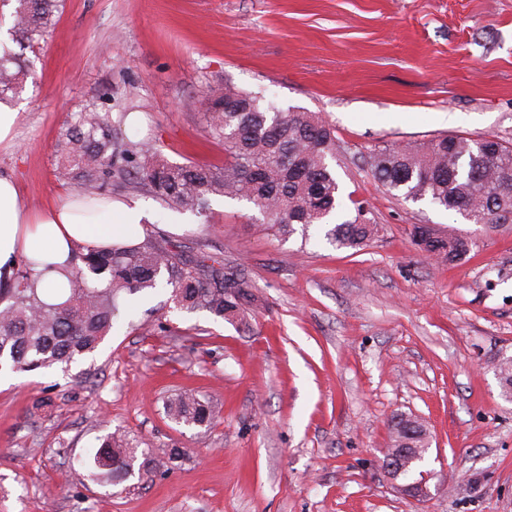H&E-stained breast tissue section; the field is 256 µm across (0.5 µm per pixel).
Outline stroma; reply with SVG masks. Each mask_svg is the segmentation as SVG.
Returning <instances> with one entry per match:
<instances>
[{
  "label": "stroma",
  "mask_w": 512,
  "mask_h": 512,
  "mask_svg": "<svg viewBox=\"0 0 512 512\" xmlns=\"http://www.w3.org/2000/svg\"><path fill=\"white\" fill-rule=\"evenodd\" d=\"M11 0L0 38L32 67L0 174L38 210L71 190L57 143L72 113L110 99L126 139L173 163L222 164L206 98L232 83L336 130L334 168L379 233L360 250L261 229L249 204L213 198L206 218L143 191L149 242L243 270L258 307L248 327L169 303L127 310L95 354L59 370L0 376V512H512V402L495 371L512 355V222L388 193L375 147L443 135L512 142V0H66L46 40L18 41ZM474 233L445 265L415 225ZM192 391L219 413L205 436L171 422ZM425 426L429 495L382 463L391 420ZM181 448L173 470L81 483L99 437Z\"/></svg>",
  "instance_id": "obj_1"
}]
</instances>
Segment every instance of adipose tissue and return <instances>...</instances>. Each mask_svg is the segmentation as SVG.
Instances as JSON below:
<instances>
[{"instance_id": "obj_1", "label": "adipose tissue", "mask_w": 512, "mask_h": 512, "mask_svg": "<svg viewBox=\"0 0 512 512\" xmlns=\"http://www.w3.org/2000/svg\"><path fill=\"white\" fill-rule=\"evenodd\" d=\"M149 220L138 203L104 195L89 207L76 192L50 207L28 211L19 202L15 180L0 176V283L11 282L15 261L32 258L51 267L41 282L42 298L62 301L60 289L86 249L108 251L141 243Z\"/></svg>"}]
</instances>
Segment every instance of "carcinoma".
<instances>
[{
    "label": "carcinoma",
    "instance_id": "cac0c4a2",
    "mask_svg": "<svg viewBox=\"0 0 512 512\" xmlns=\"http://www.w3.org/2000/svg\"><path fill=\"white\" fill-rule=\"evenodd\" d=\"M13 28L30 42L47 37L65 0H15ZM28 63L12 53L0 57V96L17 92ZM209 130L224 146V164L171 163L158 148L123 138L125 116L112 120L108 102L92 103L74 115L58 143L59 174L77 185L87 202L108 185H128L150 194L181 213L206 215L210 199L246 202L264 217L265 230L280 236L310 230L324 232L337 248L358 249L378 233L360 201L355 215L328 225L342 205V189L330 160L336 136L314 112H279L261 98L231 83L208 97ZM382 187L406 201H427L458 211L473 224H496L512 213V143L493 136H441L421 144L383 145L370 155ZM422 250L450 264L464 261L475 238L450 230L412 233ZM82 266L68 278L61 304L46 302L36 284L45 275L33 259L21 260L7 288L0 287V371L35 372L53 367L70 370L77 359L93 354L121 316L119 301L170 287L169 301L187 312H206L227 322L248 324L254 312L251 284L240 270L206 255H188L162 245L89 249ZM495 369L503 396H512V356L502 355ZM165 414L179 426L208 431L218 412L195 393L167 399ZM393 429V447H421L424 426L403 417ZM179 448L144 449L146 463L169 470L181 461ZM138 456L117 432L101 439L84 479L110 484L134 472Z\"/></svg>",
    "mask_w": 512,
    "mask_h": 512
}]
</instances>
